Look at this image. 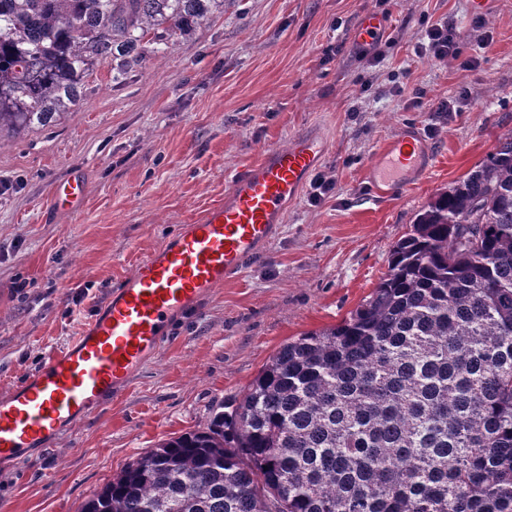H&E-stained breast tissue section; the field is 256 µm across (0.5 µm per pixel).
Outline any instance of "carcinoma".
Here are the masks:
<instances>
[{
	"label": "carcinoma",
	"mask_w": 512,
	"mask_h": 512,
	"mask_svg": "<svg viewBox=\"0 0 512 512\" xmlns=\"http://www.w3.org/2000/svg\"><path fill=\"white\" fill-rule=\"evenodd\" d=\"M223 0H0V133L57 122ZM81 512H512V134L439 193L338 324Z\"/></svg>",
	"instance_id": "obj_1"
}]
</instances>
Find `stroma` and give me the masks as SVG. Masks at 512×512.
I'll use <instances>...</instances> for the list:
<instances>
[{"label": "stroma", "instance_id": "35a3bbf8", "mask_svg": "<svg viewBox=\"0 0 512 512\" xmlns=\"http://www.w3.org/2000/svg\"><path fill=\"white\" fill-rule=\"evenodd\" d=\"M224 0L188 38L117 77L90 66L79 106L0 149V397L62 350L141 260L194 223L267 149L313 129L336 188L289 202L276 237L243 273L172 326L170 338L100 413L0 463V512H79L112 475L160 441L206 426L241 399L288 341L339 323L376 288L397 242L437 193L512 133V0ZM393 44L359 60L365 13ZM460 32L475 65L416 54L423 18ZM420 105H411L412 97ZM451 100L453 111L432 112ZM419 126L433 170L378 197L376 150ZM86 184L73 212L54 185Z\"/></svg>", "mask_w": 512, "mask_h": 512}]
</instances>
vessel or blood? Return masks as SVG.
Segmentation results:
<instances>
[{"label": "vessel or blood", "instance_id": "b4317fda", "mask_svg": "<svg viewBox=\"0 0 512 512\" xmlns=\"http://www.w3.org/2000/svg\"><path fill=\"white\" fill-rule=\"evenodd\" d=\"M384 28L368 13L356 33L366 46ZM328 143L317 132L268 149L262 160L238 175L223 203L148 254L108 297L84 331L66 349L0 398V461H16L44 445L61 429L105 409L165 340L175 314L197 307L224 283L237 278L246 261L275 235L289 199L325 157ZM435 158L419 131L409 128L381 147L369 180L382 197L400 192L411 174L427 173ZM82 178L55 185L60 209L79 205Z\"/></svg>", "mask_w": 512, "mask_h": 512}]
</instances>
